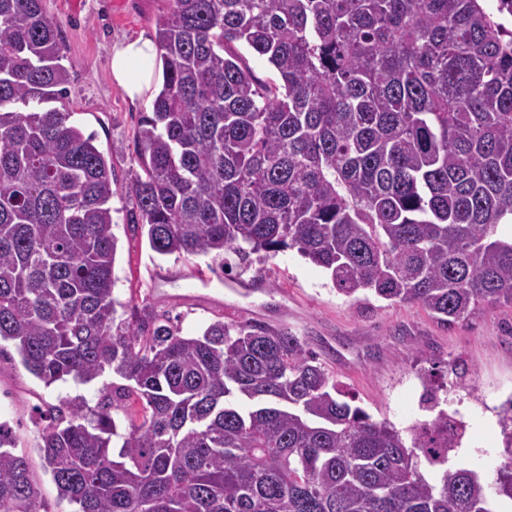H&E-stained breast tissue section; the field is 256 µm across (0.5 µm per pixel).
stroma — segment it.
Returning a JSON list of instances; mask_svg holds the SVG:
<instances>
[{
  "label": "stroma",
  "mask_w": 512,
  "mask_h": 512,
  "mask_svg": "<svg viewBox=\"0 0 512 512\" xmlns=\"http://www.w3.org/2000/svg\"><path fill=\"white\" fill-rule=\"evenodd\" d=\"M43 5L56 21L63 46L73 119L95 135L124 187L130 179L128 147L153 99L127 97L112 77L111 51L126 40L154 37L171 0H43ZM129 206L124 191L112 199L117 301L148 300L176 319L187 336L217 319L287 326L303 336L357 404L403 431L432 418L421 405L425 391L440 398L453 393L471 419L474 436L454 456L486 480L495 479L503 436L493 409L512 395L511 306L485 308L469 322L446 329L416 306L374 298L349 301L336 293L322 268L293 250L253 262L241 280L254 290L241 296L212 278L210 258L151 251L125 222ZM98 389L95 383L72 381L47 386L25 369L19 355L0 359V419L12 427L17 450L28 456L50 512H74L75 506L59 498L42 466L38 412L77 396L96 404Z\"/></svg>",
  "instance_id": "stroma-1"
}]
</instances>
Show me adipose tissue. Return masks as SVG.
<instances>
[{"label":"adipose tissue","mask_w":512,"mask_h":512,"mask_svg":"<svg viewBox=\"0 0 512 512\" xmlns=\"http://www.w3.org/2000/svg\"><path fill=\"white\" fill-rule=\"evenodd\" d=\"M112 77L130 99H138L157 89L161 82L158 49L148 37L124 42L112 50Z\"/></svg>","instance_id":"1"}]
</instances>
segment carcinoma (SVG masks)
<instances>
[{
    "instance_id": "1",
    "label": "carcinoma",
    "mask_w": 512,
    "mask_h": 512,
    "mask_svg": "<svg viewBox=\"0 0 512 512\" xmlns=\"http://www.w3.org/2000/svg\"><path fill=\"white\" fill-rule=\"evenodd\" d=\"M171 2L130 150L126 224L153 252L223 272L295 250L345 297L446 328L512 306V36L481 0ZM62 60L42 0H0V341L47 386L120 379L93 407L43 411L59 497L78 512H503L512 412L492 496L474 469L422 474L460 439L447 413L406 443L286 327L185 336L145 301L117 318L118 190L72 121ZM15 443L0 422V512H45Z\"/></svg>"
}]
</instances>
